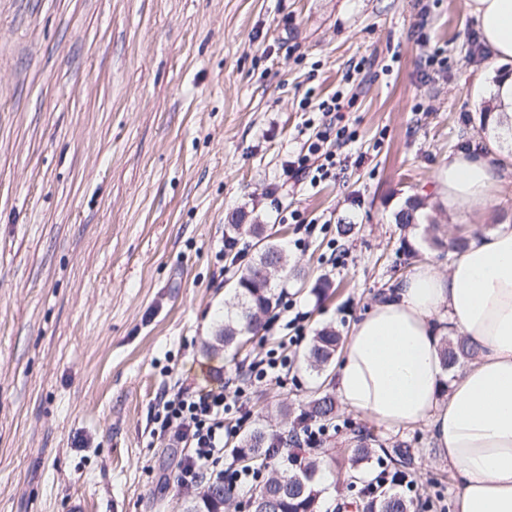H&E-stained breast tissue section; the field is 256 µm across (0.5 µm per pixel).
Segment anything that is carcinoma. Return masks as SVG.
Instances as JSON below:
<instances>
[{
    "label": "carcinoma",
    "mask_w": 512,
    "mask_h": 512,
    "mask_svg": "<svg viewBox=\"0 0 512 512\" xmlns=\"http://www.w3.org/2000/svg\"><path fill=\"white\" fill-rule=\"evenodd\" d=\"M419 203L407 200L396 213L395 221L402 228L418 223ZM248 235L254 239V253L241 269L234 284V302L224 312V322L218 326L215 336L206 343L205 350L211 353L218 348H238L249 342L264 329L263 319H270L282 305L283 290L277 288V282L286 272L287 255L273 234L266 233L264 224H229L224 231V246L233 249L239 236ZM342 337L332 329L324 328L313 336L305 352L309 367L321 374L328 370L337 351L342 347ZM477 350L463 336L441 339V359L443 365L454 367L473 359ZM338 408L335 396L322 389L313 391L309 402L290 428L268 429L260 424L250 429L235 449V456L246 464L256 468L252 487L246 492V501L252 500L264 505L266 512H320L321 493L317 475L324 466L336 463V459L317 456L304 465L296 462L294 454L276 465H271L266 449L273 437L295 430L307 421L319 423L327 428H336ZM381 465L392 469V474L406 479L414 466V452L411 445L400 442L392 448L376 450L368 446L367 438L360 437L354 448L350 449V461L357 465L375 452ZM359 477H354L348 489L357 490V498L362 500V512H410L411 502L393 489L383 493L377 499H362V491L357 489ZM239 491L227 484L210 483L202 495L187 499L182 504V512H224V505L233 499Z\"/></svg>",
    "instance_id": "carcinoma-1"
}]
</instances>
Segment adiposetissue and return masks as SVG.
<instances>
[{
  "label": "adipose tissue",
  "mask_w": 512,
  "mask_h": 512,
  "mask_svg": "<svg viewBox=\"0 0 512 512\" xmlns=\"http://www.w3.org/2000/svg\"><path fill=\"white\" fill-rule=\"evenodd\" d=\"M484 42L512 59V0H466ZM499 112L483 150L449 156L438 198L454 208L495 202L499 167L512 161V76L494 86ZM448 274L415 267L397 296L353 325L336 377L341 400L388 426L432 423L437 460L461 476L456 512H512V223L472 233ZM481 353L458 376L440 359L436 319Z\"/></svg>",
  "instance_id": "1"
}]
</instances>
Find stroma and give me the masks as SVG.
Masks as SVG:
<instances>
[{"label": "stroma", "instance_id": "obj_1", "mask_svg": "<svg viewBox=\"0 0 512 512\" xmlns=\"http://www.w3.org/2000/svg\"><path fill=\"white\" fill-rule=\"evenodd\" d=\"M466 0H0V512H178L182 447L153 435L162 393L234 383L275 351L280 380L247 387L252 422L278 428L332 383L303 358L317 329L352 325L419 261L447 274L457 235L436 199L449 153L485 135L477 115L512 60L467 56ZM445 67L424 77V60ZM349 99L354 139L328 140L335 178L298 182L293 163ZM497 203L467 216L482 233L512 218V171ZM421 200L420 223L395 215ZM301 223L279 224L276 209ZM273 227L301 278L304 312L241 351L205 354L239 274L224 226ZM359 232L342 239L340 221ZM331 285L326 299L312 293ZM345 428L412 444V512H454L459 477L435 462L429 421L388 427L340 406Z\"/></svg>", "mask_w": 512, "mask_h": 512}]
</instances>
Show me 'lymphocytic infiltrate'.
I'll return each mask as SVG.
<instances>
[{
	"label": "lymphocytic infiltrate",
	"instance_id": "obj_1",
	"mask_svg": "<svg viewBox=\"0 0 512 512\" xmlns=\"http://www.w3.org/2000/svg\"><path fill=\"white\" fill-rule=\"evenodd\" d=\"M241 397V390H230L225 384L185 388L164 397L159 433L186 447L178 464V489L191 490L213 481L237 488L253 481V470L224 460L226 444L238 433L237 425L229 423L227 417L241 412Z\"/></svg>",
	"mask_w": 512,
	"mask_h": 512
}]
</instances>
